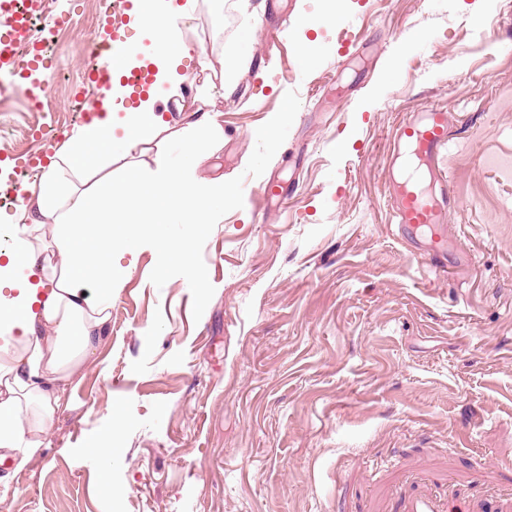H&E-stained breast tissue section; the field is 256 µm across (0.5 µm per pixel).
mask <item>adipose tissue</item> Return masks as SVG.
Wrapping results in <instances>:
<instances>
[{"instance_id":"obj_1","label":"adipose tissue","mask_w":512,"mask_h":512,"mask_svg":"<svg viewBox=\"0 0 512 512\" xmlns=\"http://www.w3.org/2000/svg\"><path fill=\"white\" fill-rule=\"evenodd\" d=\"M195 7L196 0L179 6L158 0L141 16L147 42L126 51V65L149 61L157 69L155 87L122 109L118 102L127 89L113 79L112 102L63 142L13 216V245L0 256V326L16 334L12 349L0 354V465L19 471L30 464L53 425L67 380L93 361L106 337L121 286L112 251L136 253L141 241L136 225H117L105 200H120L131 212L151 206L164 261L181 265L191 287L205 286L189 246L168 238L165 229L185 224L200 232L213 205L230 197L223 184L196 181L191 169L220 139V126L209 118L197 122L187 167L171 169L161 156L148 174L132 171L117 181L109 171L115 152H130L168 130L155 105L157 87L165 83L169 95L180 93L184 48L178 19ZM5 287L12 296L2 295Z\"/></svg>"}]
</instances>
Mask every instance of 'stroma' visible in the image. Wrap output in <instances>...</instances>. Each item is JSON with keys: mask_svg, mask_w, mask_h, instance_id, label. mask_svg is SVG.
Instances as JSON below:
<instances>
[{"mask_svg": "<svg viewBox=\"0 0 512 512\" xmlns=\"http://www.w3.org/2000/svg\"><path fill=\"white\" fill-rule=\"evenodd\" d=\"M102 17L99 0H42L49 107L0 97L1 168L77 131ZM181 37L205 94L169 119L210 113L224 138L194 175L233 190L206 233L168 228L208 286L158 276L149 246L119 258L107 339L0 512H384L396 467L447 473L436 492L479 506L512 497V0H198ZM431 106L456 119L458 256L440 274L388 198L394 125ZM270 182L290 197H264ZM117 408L106 498L84 448Z\"/></svg>", "mask_w": 512, "mask_h": 512, "instance_id": "stroma-1", "label": "stroma"}]
</instances>
